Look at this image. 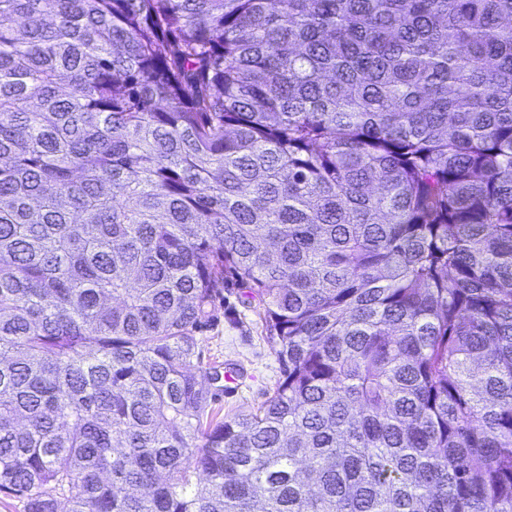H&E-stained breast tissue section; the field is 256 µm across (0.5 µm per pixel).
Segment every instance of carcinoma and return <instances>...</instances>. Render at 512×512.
<instances>
[{"mask_svg": "<svg viewBox=\"0 0 512 512\" xmlns=\"http://www.w3.org/2000/svg\"><path fill=\"white\" fill-rule=\"evenodd\" d=\"M0 492L512 512V0H0ZM215 320L200 337L204 364L225 363L224 379L214 406L221 409L224 419L248 413L267 398L281 376L280 364L266 338L263 310L258 299L240 288H224V301L217 302ZM243 369V371H242ZM242 383L239 381L242 378ZM239 385V387H238Z\"/></svg>", "mask_w": 512, "mask_h": 512, "instance_id": "obj_1", "label": "carcinoma"}]
</instances>
